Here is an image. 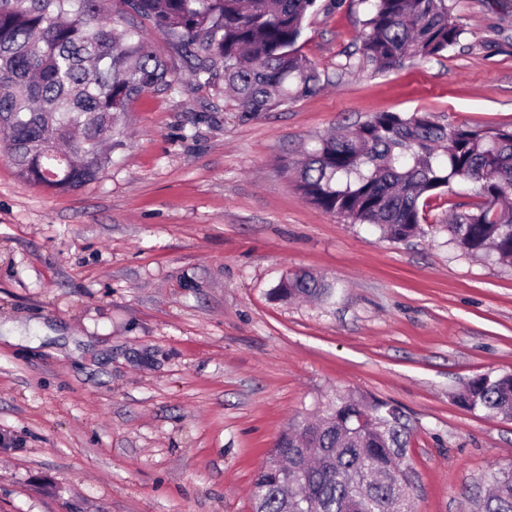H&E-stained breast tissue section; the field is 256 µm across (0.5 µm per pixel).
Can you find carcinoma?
Segmentation results:
<instances>
[{"mask_svg":"<svg viewBox=\"0 0 512 512\" xmlns=\"http://www.w3.org/2000/svg\"><path fill=\"white\" fill-rule=\"evenodd\" d=\"M359 63L378 72L443 56L464 29L448 0H363ZM316 0H0L3 155L26 181L65 191L92 181L124 146V119L142 93L178 78L150 51L138 20L182 52L195 81L242 113L270 112L322 87L298 41ZM315 207L404 241L421 231L426 201L452 181L476 201L450 205L448 233L470 255L512 264V126H447L427 113L376 112L321 139L294 171ZM335 285L299 272L274 297L328 300ZM470 409L512 413V375H481L459 395ZM403 413L380 400L338 396L318 421L279 435L252 483L253 512H395L415 490ZM301 471L286 486L285 467ZM371 470L390 482L366 481ZM478 512H512V466L495 471Z\"/></svg>","mask_w":512,"mask_h":512,"instance_id":"1","label":"carcinoma"}]
</instances>
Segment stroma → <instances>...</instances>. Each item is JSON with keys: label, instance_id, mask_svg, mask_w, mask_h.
Instances as JSON below:
<instances>
[{"label": "stroma", "instance_id": "35a3bbf8", "mask_svg": "<svg viewBox=\"0 0 512 512\" xmlns=\"http://www.w3.org/2000/svg\"><path fill=\"white\" fill-rule=\"evenodd\" d=\"M448 5L458 46L376 73L347 65L363 0H317L298 47L324 89L247 117L147 29L178 88L131 104L98 179L51 192L0 156V512H252L280 433L348 394L408 420L415 512H468L512 462V417L458 399L512 374V268L446 228L470 186L392 242L315 208L288 173L377 112L512 123V12ZM297 271L335 297L273 299Z\"/></svg>", "mask_w": 512, "mask_h": 512}]
</instances>
